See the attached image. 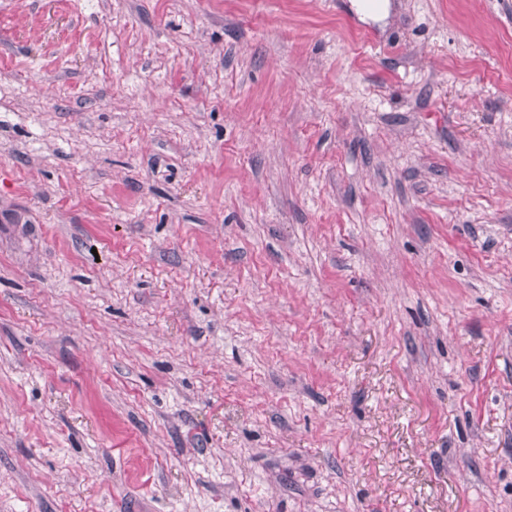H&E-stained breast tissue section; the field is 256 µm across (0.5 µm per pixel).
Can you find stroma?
<instances>
[{"instance_id": "stroma-1", "label": "stroma", "mask_w": 512, "mask_h": 512, "mask_svg": "<svg viewBox=\"0 0 512 512\" xmlns=\"http://www.w3.org/2000/svg\"><path fill=\"white\" fill-rule=\"evenodd\" d=\"M0 0V512H512V0Z\"/></svg>"}]
</instances>
